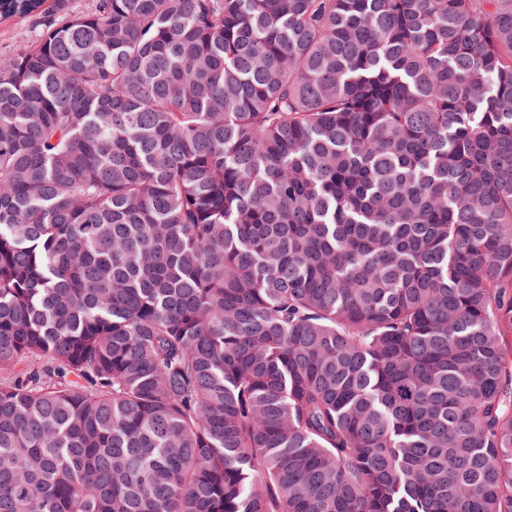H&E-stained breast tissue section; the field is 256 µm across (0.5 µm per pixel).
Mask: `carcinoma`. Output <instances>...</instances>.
Returning <instances> with one entry per match:
<instances>
[{
  "instance_id": "obj_1",
  "label": "carcinoma",
  "mask_w": 512,
  "mask_h": 512,
  "mask_svg": "<svg viewBox=\"0 0 512 512\" xmlns=\"http://www.w3.org/2000/svg\"><path fill=\"white\" fill-rule=\"evenodd\" d=\"M0 512H512V0L0 55Z\"/></svg>"
}]
</instances>
